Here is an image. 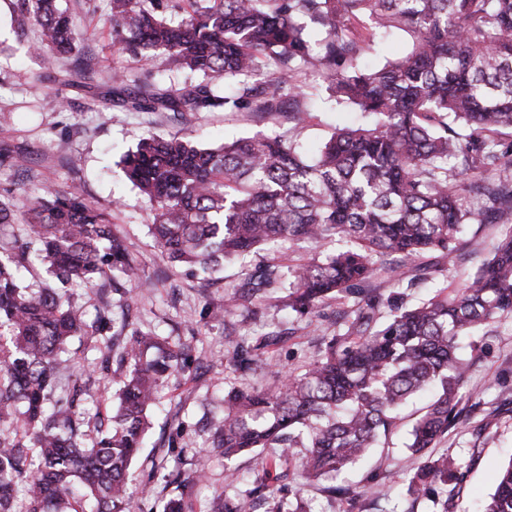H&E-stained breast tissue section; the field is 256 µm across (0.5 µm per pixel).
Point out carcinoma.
<instances>
[{"label": "carcinoma", "instance_id": "cac0c4a2", "mask_svg": "<svg viewBox=\"0 0 512 512\" xmlns=\"http://www.w3.org/2000/svg\"><path fill=\"white\" fill-rule=\"evenodd\" d=\"M182 15L159 14L162 0H111L113 52L189 74L182 84H140L113 70L112 102L130 112L286 114L288 136L256 134L216 148L187 132L149 135L120 164L144 196L161 254L192 275L232 261L245 301L284 288L297 317H316L331 298H356L343 331L302 374L264 389L245 383L224 394L212 447L224 459L257 448H303L298 475L336 478L387 438L403 407L433 388L406 448L422 458L406 477L416 497L436 500L465 477L454 458L427 449L466 422L461 392L469 362L458 353L483 327L512 316V227L491 257L459 287L443 284L417 304L404 291L363 287L394 262L425 251L453 259L464 225L512 219V0H174ZM18 25L40 28L46 69L77 50L81 33L56 0H10ZM406 32L410 50L377 67L360 59L378 38ZM319 67L336 105L370 119L336 129L318 155L299 151L296 74ZM472 174L464 184L462 172ZM482 200L468 205L466 193ZM26 238L14 233L18 221ZM307 239L324 250L293 269L252 265L269 243ZM50 279L35 292L18 275L31 246ZM139 280V268L104 211L76 190L49 187L26 211L0 201V512H135L130 466L143 447L159 388L182 353L136 333L117 360L119 405L111 427L87 448L73 388L48 406L65 346L87 328H111L104 305L92 325L67 285ZM256 347L238 343L230 362L247 374ZM38 451L31 467L26 449ZM269 512H311L295 492L263 486ZM212 512H255L253 496L219 498ZM480 512H512V459L493 477Z\"/></svg>", "mask_w": 512, "mask_h": 512}]
</instances>
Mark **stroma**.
<instances>
[{
    "label": "stroma",
    "instance_id": "obj_1",
    "mask_svg": "<svg viewBox=\"0 0 512 512\" xmlns=\"http://www.w3.org/2000/svg\"><path fill=\"white\" fill-rule=\"evenodd\" d=\"M63 4L84 32L79 50L96 59L95 83H107L116 66L144 83L177 85L184 80L180 71L160 72L130 56H113L108 0H63ZM35 40V29L20 30L5 0H0V149L19 147L27 157L22 168L8 161L0 164V201L23 209L46 185L78 188L88 202L109 214L145 280L141 286L116 289L105 279L96 287L74 291L73 298L87 318H94L106 303L114 318H129L122 336L91 331L72 339L70 368L57 376L58 390L76 384L84 389L78 411L85 418V445L97 440L98 424L116 406L119 376L102 370L101 362L107 355L118 358L126 336L152 333L185 357L184 370L174 373L162 388L146 446L133 465L137 482L150 489L139 502V512H162L170 499L179 496L188 512H206L215 496L243 495L265 482L264 462L271 458L284 492L300 493L313 512H440L439 504L410 495L405 482L419 464L405 443L418 409L425 405L421 399L405 409L403 421L375 449L370 462L347 477L355 487L372 476L390 485V497L382 501L365 495L334 497L322 481L298 486L294 477L295 459L302 454L298 448L289 457L279 449L265 448L230 463L212 448L211 423L220 414L225 391L244 381L263 387L284 371L303 372L335 334L343 308L331 301L320 316L300 319L270 297L246 310L236 291L239 265L192 276L163 259L149 229L152 218L144 199L125 177L120 157L146 135L177 131V120L169 112H129L84 89L61 84L71 59H63L55 74H48L31 48ZM302 90L312 118L299 139L304 153L311 156L335 129L356 125L361 117L336 106L315 67L305 68ZM193 127L207 145L288 130L281 118L260 121L248 112H204ZM502 231L499 224L466 225L455 243L453 259L428 252L399 269L397 277L417 279L418 286L411 291L415 301L432 295L443 283L460 285L490 257ZM269 334L276 335V342L261 349L260 360L248 376H240L225 358L229 341L253 344ZM484 343L485 352L472 359L465 379L473 406L470 422L449 430L432 450L436 456L454 457L466 471L452 492L455 512H476L495 472L512 459V317L490 324ZM229 464L240 473L237 481L225 478Z\"/></svg>",
    "mask_w": 512,
    "mask_h": 512
}]
</instances>
